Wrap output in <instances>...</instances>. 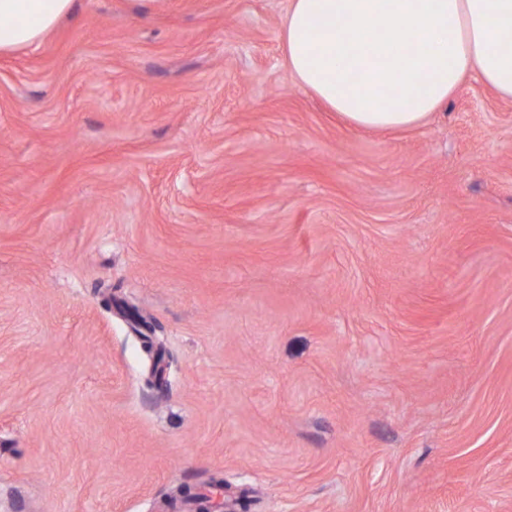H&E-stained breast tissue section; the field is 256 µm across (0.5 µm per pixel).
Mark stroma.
Wrapping results in <instances>:
<instances>
[{
    "label": "stroma",
    "instance_id": "obj_1",
    "mask_svg": "<svg viewBox=\"0 0 512 512\" xmlns=\"http://www.w3.org/2000/svg\"><path fill=\"white\" fill-rule=\"evenodd\" d=\"M288 6L75 0L0 55V512H512V100L353 129Z\"/></svg>",
    "mask_w": 512,
    "mask_h": 512
}]
</instances>
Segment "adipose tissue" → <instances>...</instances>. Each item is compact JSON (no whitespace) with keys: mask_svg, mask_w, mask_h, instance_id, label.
<instances>
[{"mask_svg":"<svg viewBox=\"0 0 512 512\" xmlns=\"http://www.w3.org/2000/svg\"><path fill=\"white\" fill-rule=\"evenodd\" d=\"M74 0H0V53L33 44ZM512 0H289L284 61L362 131L417 126L476 73L512 98Z\"/></svg>","mask_w":512,"mask_h":512,"instance_id":"obj_1","label":"adipose tissue"}]
</instances>
